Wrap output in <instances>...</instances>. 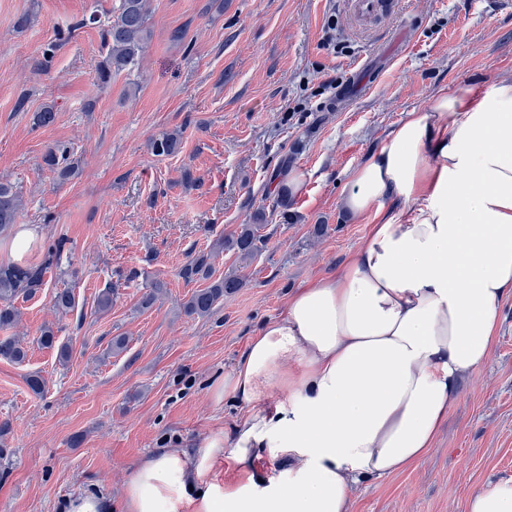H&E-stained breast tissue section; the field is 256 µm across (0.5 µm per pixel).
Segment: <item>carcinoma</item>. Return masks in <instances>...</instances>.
Masks as SVG:
<instances>
[{
	"label": "carcinoma",
	"instance_id": "1",
	"mask_svg": "<svg viewBox=\"0 0 512 512\" xmlns=\"http://www.w3.org/2000/svg\"><path fill=\"white\" fill-rule=\"evenodd\" d=\"M150 10L147 0H114L112 16L104 30V56L99 80L102 86L112 83V76L122 71H133L139 64L141 56L150 38ZM180 148V134L166 133L152 142V152L158 157L170 156ZM45 163L57 171L59 178L66 180L74 175L77 164L70 157V150L64 145L50 148L45 155ZM22 200L13 187L0 183V233H6L17 224ZM254 224H241L237 231L222 239L224 249L237 254L243 263L252 259L259 250L261 236L258 230L262 220L255 215ZM64 242L59 240L47 249L44 261L35 266H19L11 264L0 266V330L12 328L19 317L14 300L22 295L32 296L43 287L47 269L61 266ZM214 253L203 252L190 259L182 268V277L186 280H208L210 284L196 290L184 306L186 315L205 318L213 314L216 306L224 296L235 293L243 286V276L230 273L215 281L212 277V258ZM52 308L55 314L64 316L75 308L73 293L63 288L55 292ZM41 346L58 347L59 356L67 360L71 356V348L66 344L57 345L54 328L44 325L38 338ZM27 356V350L21 340L15 336L0 337V359L21 362Z\"/></svg>",
	"mask_w": 512,
	"mask_h": 512
}]
</instances>
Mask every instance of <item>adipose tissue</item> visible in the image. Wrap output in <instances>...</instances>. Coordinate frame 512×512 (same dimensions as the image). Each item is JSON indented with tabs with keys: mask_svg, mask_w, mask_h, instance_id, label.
Instances as JSON below:
<instances>
[{
	"mask_svg": "<svg viewBox=\"0 0 512 512\" xmlns=\"http://www.w3.org/2000/svg\"><path fill=\"white\" fill-rule=\"evenodd\" d=\"M341 207L368 220L366 243L251 338L216 392L245 408L231 431L139 462L123 512H350L362 480L432 448L512 297V79L408 112ZM263 458L281 478L261 480ZM464 509L512 512V480Z\"/></svg>",
	"mask_w": 512,
	"mask_h": 512,
	"instance_id": "adipose-tissue-1",
	"label": "adipose tissue"
}]
</instances>
